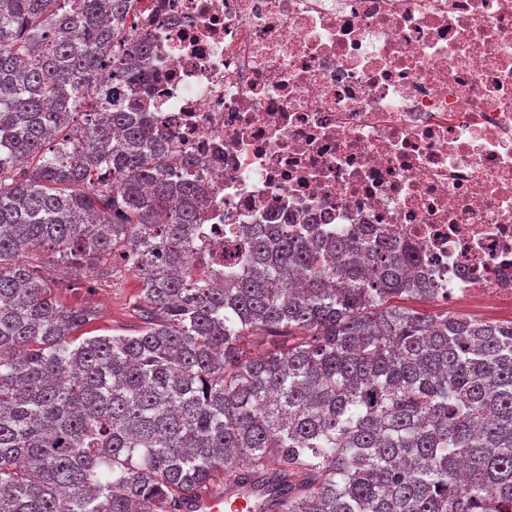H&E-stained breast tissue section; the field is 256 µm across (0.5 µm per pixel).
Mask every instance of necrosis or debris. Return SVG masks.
I'll list each match as a JSON object with an SVG mask.
<instances>
[{
    "label": "necrosis or debris",
    "mask_w": 512,
    "mask_h": 512,
    "mask_svg": "<svg viewBox=\"0 0 512 512\" xmlns=\"http://www.w3.org/2000/svg\"><path fill=\"white\" fill-rule=\"evenodd\" d=\"M140 93L228 224L409 244L512 298V0H149Z\"/></svg>",
    "instance_id": "4bbe7bcc"
}]
</instances>
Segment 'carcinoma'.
I'll use <instances>...</instances> for the list:
<instances>
[{
  "label": "carcinoma",
  "instance_id": "1",
  "mask_svg": "<svg viewBox=\"0 0 512 512\" xmlns=\"http://www.w3.org/2000/svg\"><path fill=\"white\" fill-rule=\"evenodd\" d=\"M144 0H0V512H191L261 480L288 512H512V321L448 309L386 239L296 224L198 243L205 182L138 90ZM138 276L80 337L64 277Z\"/></svg>",
  "mask_w": 512,
  "mask_h": 512
}]
</instances>
